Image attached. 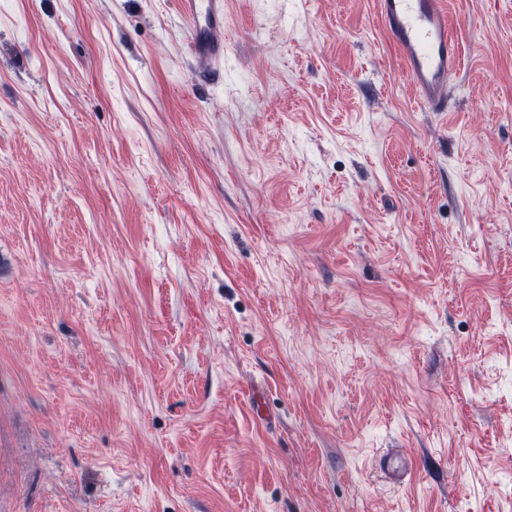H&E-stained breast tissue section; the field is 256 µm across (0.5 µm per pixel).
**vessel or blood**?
<instances>
[{"label":"vessel or blood","instance_id":"1","mask_svg":"<svg viewBox=\"0 0 512 512\" xmlns=\"http://www.w3.org/2000/svg\"><path fill=\"white\" fill-rule=\"evenodd\" d=\"M375 6L417 105L426 112L447 111L451 81L465 57L450 0H375ZM180 9L197 69L212 70L224 57V0H180ZM380 467L385 476L397 479L412 470L403 452L384 454Z\"/></svg>","mask_w":512,"mask_h":512}]
</instances>
